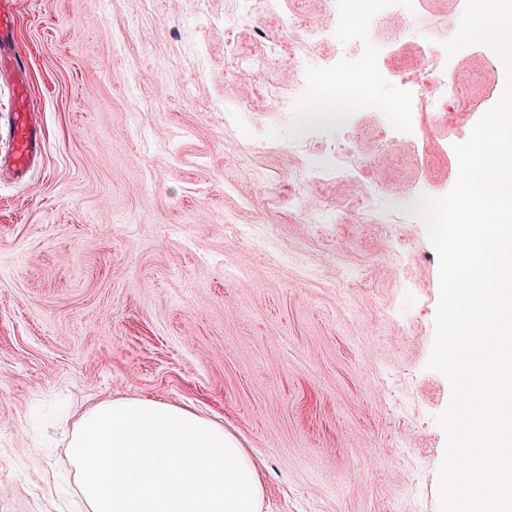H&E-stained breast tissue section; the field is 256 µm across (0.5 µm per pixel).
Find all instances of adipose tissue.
<instances>
[{"mask_svg":"<svg viewBox=\"0 0 512 512\" xmlns=\"http://www.w3.org/2000/svg\"><path fill=\"white\" fill-rule=\"evenodd\" d=\"M69 454L86 512H260L264 484L237 438L187 407L103 399L75 421Z\"/></svg>","mask_w":512,"mask_h":512,"instance_id":"1","label":"adipose tissue"}]
</instances>
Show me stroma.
I'll list each match as a JSON object with an SVG mask.
<instances>
[{"mask_svg": "<svg viewBox=\"0 0 512 512\" xmlns=\"http://www.w3.org/2000/svg\"><path fill=\"white\" fill-rule=\"evenodd\" d=\"M349 42L329 0H16L42 153L19 181L0 141V512L78 496L65 414L151 397L233 433L257 463L261 512H439L450 383L427 370L438 257L421 224L308 221L375 190L400 216L457 179L454 144L505 85L488 47L448 60L481 110L430 113L384 137L399 99L375 86L346 127L276 112L297 86L289 9ZM377 20V66L424 69L419 37ZM265 56L253 88L229 48ZM239 125L224 122L239 100ZM351 133L358 169L299 180L293 134ZM262 170L266 184L250 169Z\"/></svg>", "mask_w": 512, "mask_h": 512, "instance_id": "35a3bbf8", "label": "stroma"}]
</instances>
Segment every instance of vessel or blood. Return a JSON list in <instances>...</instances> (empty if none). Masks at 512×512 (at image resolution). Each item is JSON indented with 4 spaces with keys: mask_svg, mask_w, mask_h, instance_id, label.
<instances>
[{
    "mask_svg": "<svg viewBox=\"0 0 512 512\" xmlns=\"http://www.w3.org/2000/svg\"><path fill=\"white\" fill-rule=\"evenodd\" d=\"M12 3L13 0H0V75L12 77L13 88L21 98V107L10 115L7 122H0V139L11 146L12 166L21 172L39 151L42 138L39 127L29 118L31 101L27 96V71L25 61L16 49V18Z\"/></svg>",
    "mask_w": 512,
    "mask_h": 512,
    "instance_id": "vessel-or-blood-1",
    "label": "vessel or blood"
}]
</instances>
